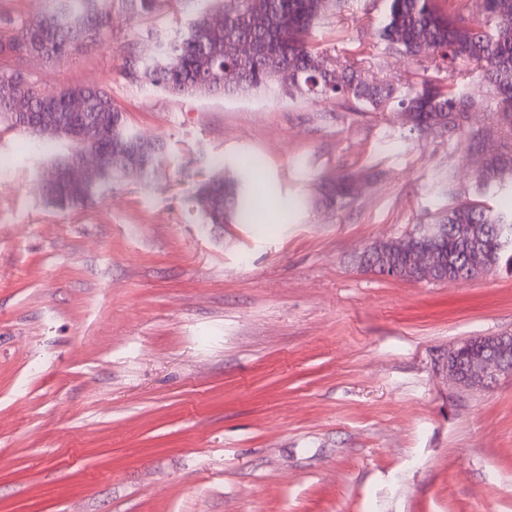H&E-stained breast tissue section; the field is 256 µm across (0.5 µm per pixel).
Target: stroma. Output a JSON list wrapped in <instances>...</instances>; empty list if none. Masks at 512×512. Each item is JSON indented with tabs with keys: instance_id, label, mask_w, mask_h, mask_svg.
<instances>
[{
	"instance_id": "obj_1",
	"label": "stroma",
	"mask_w": 512,
	"mask_h": 512,
	"mask_svg": "<svg viewBox=\"0 0 512 512\" xmlns=\"http://www.w3.org/2000/svg\"><path fill=\"white\" fill-rule=\"evenodd\" d=\"M105 4L100 42L0 57L49 90H106L165 146L149 178L59 209L42 185L67 143L0 125V512H512V376L448 373L449 350L512 334V274L415 282L357 262L472 198L481 156L393 105L133 82L125 58L156 55L195 6ZM387 5L343 0L314 45L402 90L455 80L465 129L500 146L471 65L428 70L377 39ZM51 7L0 0V36ZM220 162L248 222L195 201ZM346 173L352 204L326 208L321 184Z\"/></svg>"
}]
</instances>
